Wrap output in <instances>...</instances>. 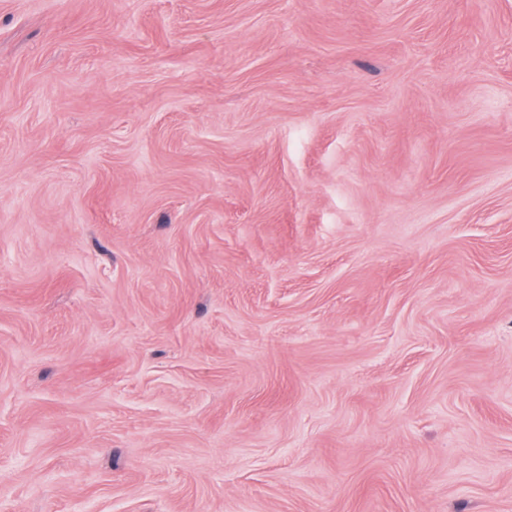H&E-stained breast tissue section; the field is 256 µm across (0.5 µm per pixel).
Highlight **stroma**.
Here are the masks:
<instances>
[{
    "mask_svg": "<svg viewBox=\"0 0 512 512\" xmlns=\"http://www.w3.org/2000/svg\"><path fill=\"white\" fill-rule=\"evenodd\" d=\"M0 512H512V0H0Z\"/></svg>",
    "mask_w": 512,
    "mask_h": 512,
    "instance_id": "obj_1",
    "label": "stroma"
}]
</instances>
